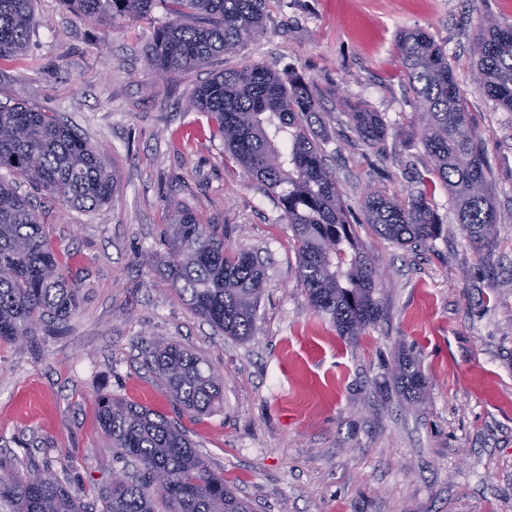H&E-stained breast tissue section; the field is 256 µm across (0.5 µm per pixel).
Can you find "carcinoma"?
<instances>
[{
	"mask_svg": "<svg viewBox=\"0 0 512 512\" xmlns=\"http://www.w3.org/2000/svg\"><path fill=\"white\" fill-rule=\"evenodd\" d=\"M170 21L145 50L147 68L169 74L237 51L263 32L272 0H68L89 20L144 18L157 2ZM36 23L32 0H0V58L22 54ZM399 62L416 106L418 131L434 174L448 190L458 227L471 248L488 257L497 238L490 168L469 125L448 53L424 30L396 43ZM475 79L483 93L512 112V26L493 19L478 26L472 43ZM189 107L210 117L224 152L276 199L289 224L298 276L317 315L341 336H359L380 317L376 269L358 243L350 206L325 162L314 130L319 105L309 81L263 65L226 69L202 84ZM350 128L377 148L388 134L379 112L360 104L348 113ZM38 191L83 210H94L118 191L104 152L91 146L57 113L17 99L0 104V169ZM363 223L400 246L427 245L444 226L426 190L398 202L378 190L364 197ZM163 274L197 316L226 336L253 335L266 288L258 252L224 241L188 208L169 217ZM79 288L62 265L32 197L0 180V341L33 342L46 328L74 315ZM175 404L184 412L211 413L224 405L221 376L191 349L154 343L145 350ZM397 380L402 395L418 399L425 385L416 362L404 359ZM98 424L111 442L112 462L125 479L98 492V512H253L210 470L186 431L143 405L105 396ZM0 504L8 512H86V506L49 472L13 471L0 477Z\"/></svg>",
	"mask_w": 512,
	"mask_h": 512,
	"instance_id": "obj_1",
	"label": "carcinoma"
}]
</instances>
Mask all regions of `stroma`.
Returning <instances> with one entry per match:
<instances>
[{
    "instance_id": "1",
    "label": "stroma",
    "mask_w": 512,
    "mask_h": 512,
    "mask_svg": "<svg viewBox=\"0 0 512 512\" xmlns=\"http://www.w3.org/2000/svg\"><path fill=\"white\" fill-rule=\"evenodd\" d=\"M23 55L0 59V102L58 113L104 147L118 191L84 211L37 193L45 232L80 304L34 343L0 342V466L50 469L86 505L113 479L99 397L180 424L212 471L254 512H512V112L474 81L479 18L512 24V0H273L258 40L156 78L144 51L169 16L89 22L64 0H35ZM422 29L448 52L495 188L499 237L480 258L448 192L430 199L447 237L417 248L356 225L384 276L381 316L357 337L317 317L275 199L224 155L206 116L188 111L214 73L246 63L302 74L321 106L323 148L352 211L369 189L419 190L428 159L407 130L414 108L394 44ZM389 130L367 148L348 126L356 102ZM188 207L225 245L257 250L267 288L247 340L194 315L159 273L168 218ZM192 349L224 378V407L190 416L146 364L145 343ZM415 359L421 401L394 378Z\"/></svg>"
}]
</instances>
